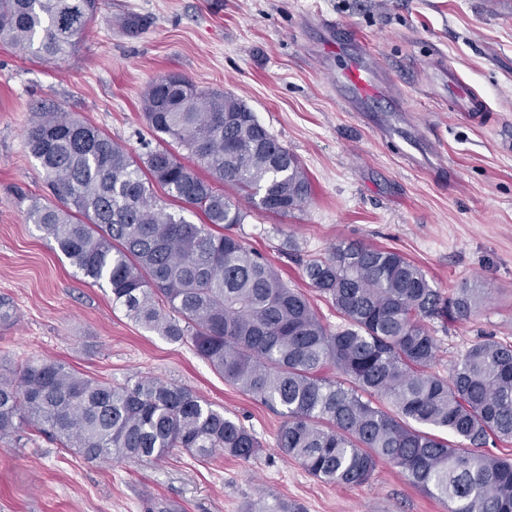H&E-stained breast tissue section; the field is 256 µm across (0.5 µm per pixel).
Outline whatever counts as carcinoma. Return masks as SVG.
<instances>
[{
    "label": "carcinoma",
    "instance_id": "cac0c4a2",
    "mask_svg": "<svg viewBox=\"0 0 512 512\" xmlns=\"http://www.w3.org/2000/svg\"><path fill=\"white\" fill-rule=\"evenodd\" d=\"M100 4L0 0V42L39 60L70 56ZM142 110L157 145L135 158L72 113L40 109L27 145L61 205L33 200L30 223L110 288L130 319L191 342L224 381L276 410L279 450L321 481L360 485L386 462L449 512H512V460L488 450L512 440V344L485 336L449 376L431 371L438 345L428 322L469 319L483 289L446 297L401 253L340 243L302 264L347 321L330 328L304 293L229 233L253 209L285 216L301 207L311 186L297 157L241 99L178 74L154 81ZM155 184L204 223L170 212ZM328 366L337 378L323 374ZM32 423L89 462L160 459L174 448L247 461L261 448L250 429L186 386L114 385L53 360L0 374V436Z\"/></svg>",
    "mask_w": 512,
    "mask_h": 512
}]
</instances>
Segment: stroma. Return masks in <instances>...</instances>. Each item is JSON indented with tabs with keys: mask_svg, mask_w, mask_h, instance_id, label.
Listing matches in <instances>:
<instances>
[{
	"mask_svg": "<svg viewBox=\"0 0 512 512\" xmlns=\"http://www.w3.org/2000/svg\"><path fill=\"white\" fill-rule=\"evenodd\" d=\"M131 15L146 23L139 33L124 26ZM324 16L390 69L399 111L362 119L343 106L329 76L337 59L318 52ZM449 64L487 99L481 119L456 109ZM172 72L233 93L300 159L312 184L301 209H254L232 232L325 324L344 320L300 262L358 242L402 253L445 293L483 289L468 321L431 322L440 374L480 337L512 343V0H103L74 55L41 61L0 46V298L10 309L0 373L44 359L115 384H182L262 448L246 462L181 448L160 462H89L26 424L0 437V512H244L275 497L301 512H448L387 463L352 487L308 474L277 447L279 414L225 382L191 343L127 317L29 223L31 199H52L26 146L36 107H62L137 156L151 138L142 97Z\"/></svg>",
	"mask_w": 512,
	"mask_h": 512,
	"instance_id": "stroma-1",
	"label": "stroma"
}]
</instances>
